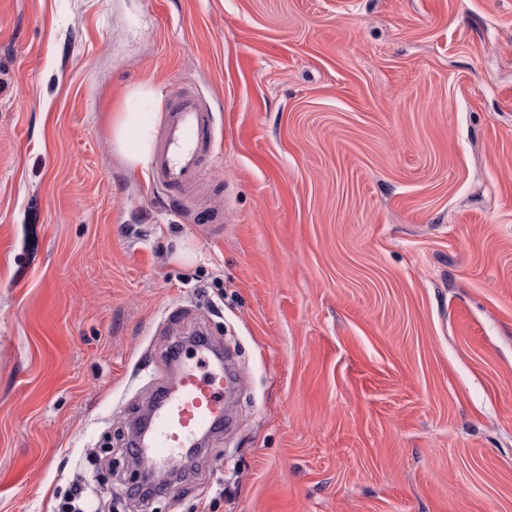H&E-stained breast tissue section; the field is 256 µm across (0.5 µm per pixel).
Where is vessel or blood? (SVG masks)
Segmentation results:
<instances>
[{
	"mask_svg": "<svg viewBox=\"0 0 512 512\" xmlns=\"http://www.w3.org/2000/svg\"><path fill=\"white\" fill-rule=\"evenodd\" d=\"M215 130V116L201 95L185 93L168 101L151 178L171 192L174 207L190 201ZM228 389L223 362L217 361L209 346L194 347L192 355L182 360L173 384L157 396L138 455L157 474L164 476L177 468L183 453L197 447L204 434L223 422Z\"/></svg>",
	"mask_w": 512,
	"mask_h": 512,
	"instance_id": "vessel-or-blood-1",
	"label": "vessel or blood"
}]
</instances>
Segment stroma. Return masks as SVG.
Wrapping results in <instances>:
<instances>
[{
	"label": "stroma",
	"mask_w": 512,
	"mask_h": 512,
	"mask_svg": "<svg viewBox=\"0 0 512 512\" xmlns=\"http://www.w3.org/2000/svg\"><path fill=\"white\" fill-rule=\"evenodd\" d=\"M147 84L216 114L197 207ZM206 330L242 384L173 489L130 425ZM512 512V0H0V512ZM152 96L147 85L130 93L128 104L115 112L111 141L130 170L147 169L153 158V183L170 191L173 206L182 208L190 201L207 164L214 143L215 116L197 93L174 96L167 103L155 150L156 113L148 109Z\"/></svg>",
	"instance_id": "stroma-1"
}]
</instances>
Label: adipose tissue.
Segmentation results:
<instances>
[{
  "mask_svg": "<svg viewBox=\"0 0 512 512\" xmlns=\"http://www.w3.org/2000/svg\"><path fill=\"white\" fill-rule=\"evenodd\" d=\"M152 96L149 86L137 88L113 118L111 141L132 170L147 169L154 155L155 115L148 109Z\"/></svg>",
  "mask_w": 512,
  "mask_h": 512,
  "instance_id": "ef3b65f1",
  "label": "adipose tissue"
}]
</instances>
